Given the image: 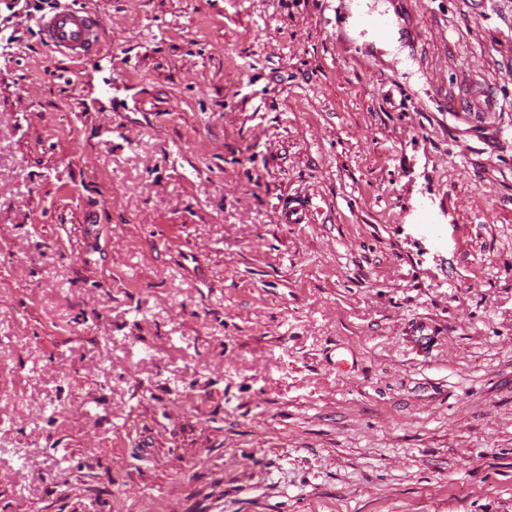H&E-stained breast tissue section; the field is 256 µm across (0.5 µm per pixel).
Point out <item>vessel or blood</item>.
<instances>
[{
  "instance_id": "b4317fda",
  "label": "vessel or blood",
  "mask_w": 512,
  "mask_h": 512,
  "mask_svg": "<svg viewBox=\"0 0 512 512\" xmlns=\"http://www.w3.org/2000/svg\"><path fill=\"white\" fill-rule=\"evenodd\" d=\"M39 29L46 46L55 53L80 59L100 49L99 23L90 14L66 6L39 20ZM468 112H494L497 100L481 87H471L464 99Z\"/></svg>"
}]
</instances>
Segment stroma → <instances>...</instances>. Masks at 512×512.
<instances>
[{
	"label": "stroma",
	"instance_id": "35a3bbf8",
	"mask_svg": "<svg viewBox=\"0 0 512 512\" xmlns=\"http://www.w3.org/2000/svg\"><path fill=\"white\" fill-rule=\"evenodd\" d=\"M0 442V512H512V0H0ZM39 29L46 46L64 57L81 59L100 50L97 19L71 6L41 17ZM463 104L467 109V112L471 113L498 111L497 100L487 91L476 85H473L470 88V91L465 97Z\"/></svg>",
	"mask_w": 512,
	"mask_h": 512
}]
</instances>
